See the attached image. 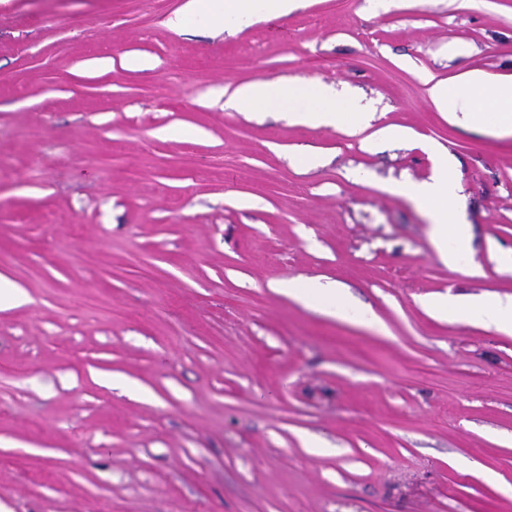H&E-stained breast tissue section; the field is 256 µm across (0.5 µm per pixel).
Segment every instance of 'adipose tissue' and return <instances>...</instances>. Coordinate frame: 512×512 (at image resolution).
Masks as SVG:
<instances>
[{
    "instance_id": "adipose-tissue-1",
    "label": "adipose tissue",
    "mask_w": 512,
    "mask_h": 512,
    "mask_svg": "<svg viewBox=\"0 0 512 512\" xmlns=\"http://www.w3.org/2000/svg\"><path fill=\"white\" fill-rule=\"evenodd\" d=\"M295 0H188L169 20L172 28H206L219 23L238 28L258 17L272 18L288 13ZM438 111L458 124L480 122L489 132L512 134V79L480 69L450 81L436 82L430 89ZM228 108L247 111L280 107L297 121L314 125H342L352 129L368 124L369 113L357 102L338 103L335 91L318 80H303L281 89L271 82L256 80L234 91ZM395 194L422 208L430 220V236L439 259L447 265L461 263L460 242L467 227L460 221L458 179L450 160H442L428 180L393 185ZM275 291L287 294L306 306L333 318L363 322L364 317L347 302L343 289L318 282L278 283Z\"/></svg>"
}]
</instances>
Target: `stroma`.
Returning <instances> with one entry per match:
<instances>
[{"mask_svg": "<svg viewBox=\"0 0 512 512\" xmlns=\"http://www.w3.org/2000/svg\"><path fill=\"white\" fill-rule=\"evenodd\" d=\"M185 2L0 0V290L27 297L0 307V512H512V335L429 305L512 296V136L429 95L512 77V0H300L232 35L172 29ZM259 79L371 120L225 108ZM428 144L457 268L388 190ZM308 280L384 332L271 288Z\"/></svg>", "mask_w": 512, "mask_h": 512, "instance_id": "obj_1", "label": "stroma"}]
</instances>
